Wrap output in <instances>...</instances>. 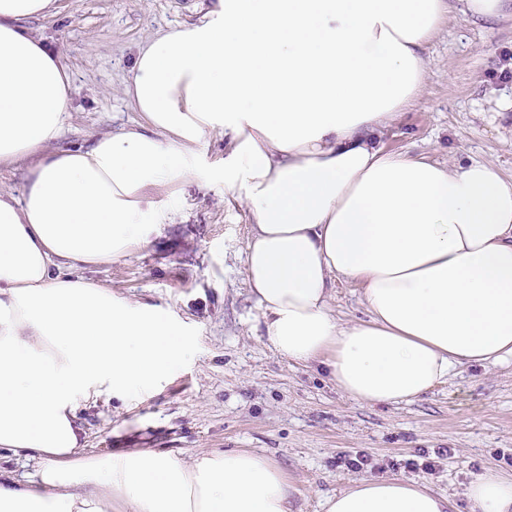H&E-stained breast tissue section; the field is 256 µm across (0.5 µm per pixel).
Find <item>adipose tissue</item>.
<instances>
[{"label": "adipose tissue", "instance_id": "1", "mask_svg": "<svg viewBox=\"0 0 512 512\" xmlns=\"http://www.w3.org/2000/svg\"><path fill=\"white\" fill-rule=\"evenodd\" d=\"M54 9L0 0V167L24 168L21 196L0 191V449L40 461L25 481L0 471V512H293L261 453L85 452L80 405L150 393L192 342L165 308L83 272L158 232L148 188L192 179L215 129L229 139L224 188L252 216L246 278L278 354L389 405L460 366L512 360V178L376 140L420 100L448 0H218L140 48L123 93L144 130L86 148L61 146L73 85L27 30ZM337 275L360 284L365 319L336 317ZM463 496L471 512H512V475L485 469ZM322 507L458 510L395 475L354 480Z\"/></svg>", "mask_w": 512, "mask_h": 512}]
</instances>
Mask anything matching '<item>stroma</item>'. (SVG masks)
Masks as SVG:
<instances>
[{
  "label": "stroma",
  "instance_id": "stroma-1",
  "mask_svg": "<svg viewBox=\"0 0 512 512\" xmlns=\"http://www.w3.org/2000/svg\"><path fill=\"white\" fill-rule=\"evenodd\" d=\"M217 0H57L29 31L62 53L74 86L61 143L137 127L124 95L148 36L199 21ZM424 95L376 137L389 152L442 164L494 162L512 176V20L472 23L460 12L426 51ZM229 145L212 131L196 147L198 176L151 195L166 219L130 256L92 268L115 297L167 308L192 337V354L160 389L81 405L89 453L134 448L185 458L249 449L286 473L295 512H322L324 495L359 476L402 475L458 496L484 469L512 472V362L459 367L408 404L342 395L320 364H297L264 337L244 258L251 216L221 176ZM371 456L359 472L345 459Z\"/></svg>",
  "mask_w": 512,
  "mask_h": 512
}]
</instances>
